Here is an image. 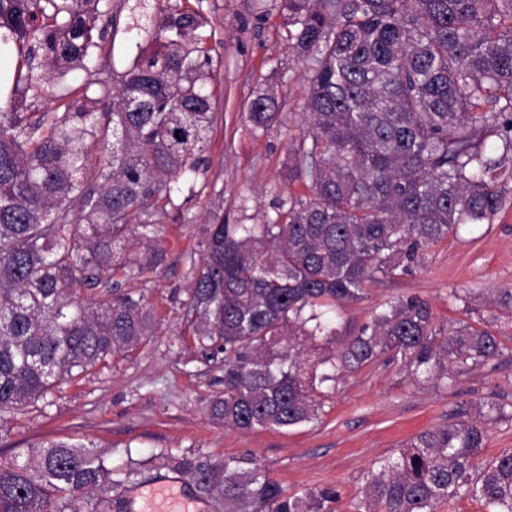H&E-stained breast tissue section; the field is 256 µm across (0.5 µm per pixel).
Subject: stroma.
I'll list each match as a JSON object with an SVG mask.
<instances>
[{
	"mask_svg": "<svg viewBox=\"0 0 512 512\" xmlns=\"http://www.w3.org/2000/svg\"><path fill=\"white\" fill-rule=\"evenodd\" d=\"M205 28L221 57L223 99L208 152L210 164L195 180L187 207L193 224L165 227V261L149 280L122 281L121 292H140L156 315L154 334L129 361L96 367L84 379L55 387L0 427V456L54 439L94 441L113 466L144 462L143 487L169 477L165 455L202 453L215 459L253 460L291 492L324 486L341 492L339 512H355L374 462L418 433L451 421L455 404L494 397L512 402V350L458 377L453 389L417 384L401 365L380 359L339 383L321 421L281 431L239 432L213 420L208 406L220 389L221 367L181 349L182 304L193 273L189 256L205 251L203 219L216 207L234 210L248 198L252 216L264 213L273 193H299L288 180V144L302 110V66L285 41L281 0H203ZM113 17L97 50L100 65L124 69L134 59L140 13L155 0H104ZM270 82L280 117L268 135L252 136L246 108L258 84ZM512 288V205L489 224L461 227L458 235L429 246L412 272L369 284L364 300L341 311L346 324L368 321L382 303L404 296L427 301L437 325L466 319L464 299Z\"/></svg>",
	"mask_w": 512,
	"mask_h": 512,
	"instance_id": "1",
	"label": "stroma"
}]
</instances>
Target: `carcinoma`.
I'll return each instance as SVG.
<instances>
[{
  "instance_id": "1",
  "label": "carcinoma",
  "mask_w": 512,
  "mask_h": 512,
  "mask_svg": "<svg viewBox=\"0 0 512 512\" xmlns=\"http://www.w3.org/2000/svg\"><path fill=\"white\" fill-rule=\"evenodd\" d=\"M102 0H0L13 43L12 96L0 102V427L5 416L149 336L130 293L77 296L107 276L141 278L164 261L163 224H192L182 180L208 168L221 85L201 7H158L136 25L156 49L118 71L96 67ZM302 64L306 129L288 180L252 224L208 217L183 303L181 343L222 365L212 418L239 432L320 417L340 380L386 356L415 382L450 388L507 350L493 322L443 332L417 296L386 302L354 332L339 310L400 276L464 225L512 201V0H282ZM82 85L47 109L57 76ZM279 117L258 87L255 136ZM101 144L93 169L86 148ZM367 476L361 512H438L457 497L512 512V451L477 468L488 428L512 405L460 402ZM170 469L224 512H337L331 486L290 493L248 459L195 453ZM141 462L114 467L92 443L44 441L0 461V512H129Z\"/></svg>"
}]
</instances>
